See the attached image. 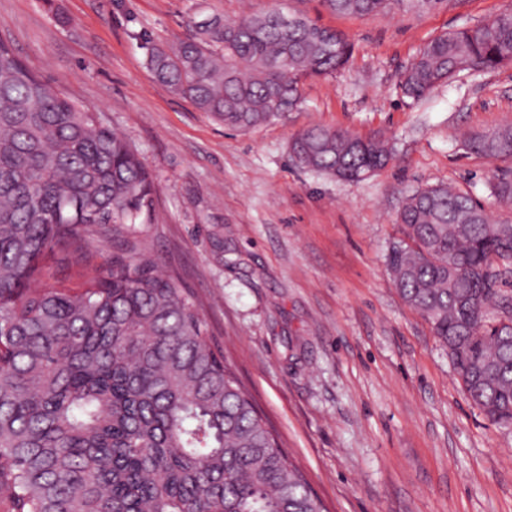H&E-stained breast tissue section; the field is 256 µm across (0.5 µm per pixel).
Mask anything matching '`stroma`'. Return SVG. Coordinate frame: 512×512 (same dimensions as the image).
<instances>
[{
    "mask_svg": "<svg viewBox=\"0 0 512 512\" xmlns=\"http://www.w3.org/2000/svg\"><path fill=\"white\" fill-rule=\"evenodd\" d=\"M510 7L442 0L353 16L320 0H0V40L139 151L156 198L143 242L329 512H512V430L469 399L386 265L397 211L419 188L455 185L491 223L512 222L490 189L512 159L460 139L512 124V66L419 101L399 89L430 39ZM274 9L342 32L353 53L270 124L224 129L146 67L148 46L184 38L191 18ZM313 126L379 137L394 156L358 183L302 168L291 143Z\"/></svg>",
    "mask_w": 512,
    "mask_h": 512,
    "instance_id": "1",
    "label": "stroma"
}]
</instances>
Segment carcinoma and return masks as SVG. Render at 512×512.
I'll return each mask as SVG.
<instances>
[{
    "mask_svg": "<svg viewBox=\"0 0 512 512\" xmlns=\"http://www.w3.org/2000/svg\"><path fill=\"white\" fill-rule=\"evenodd\" d=\"M367 15L439 0H322ZM148 48L158 83L225 127L294 110L303 81L338 73L352 43L303 14L192 21ZM512 64V8L423 45L400 79L424 97L464 71ZM512 158V126L468 137ZM302 167L359 181L385 167L381 139L313 127ZM512 205V173L491 185ZM155 211L137 150L93 108L56 90L0 41V512H326L210 341L199 307L161 274L135 225ZM387 268L402 300L448 349L471 400L512 427V223L468 193L408 195ZM110 239L108 268L95 241ZM60 255L68 277L40 285Z\"/></svg>",
    "mask_w": 512,
    "mask_h": 512,
    "instance_id": "carcinoma-1",
    "label": "carcinoma"
}]
</instances>
